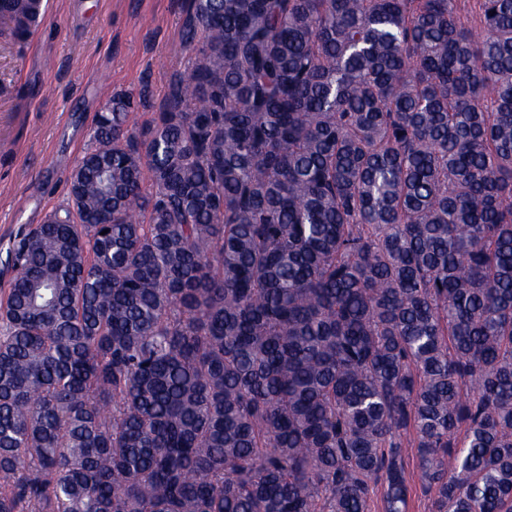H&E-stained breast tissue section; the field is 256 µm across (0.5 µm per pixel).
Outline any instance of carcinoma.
<instances>
[{"label":"carcinoma","instance_id":"cac0c4a2","mask_svg":"<svg viewBox=\"0 0 512 512\" xmlns=\"http://www.w3.org/2000/svg\"><path fill=\"white\" fill-rule=\"evenodd\" d=\"M0 306V512H512V0H189ZM404 464L408 484L406 512H428L429 494L425 492L419 478L418 460L414 451L404 455Z\"/></svg>","mask_w":512,"mask_h":512}]
</instances>
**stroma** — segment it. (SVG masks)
I'll return each mask as SVG.
<instances>
[{
  "label": "stroma",
  "instance_id": "stroma-1",
  "mask_svg": "<svg viewBox=\"0 0 512 512\" xmlns=\"http://www.w3.org/2000/svg\"><path fill=\"white\" fill-rule=\"evenodd\" d=\"M188 0H50L27 43L0 21V303L20 234L70 202V174L92 145L97 112L113 95L148 96L158 111L191 63L180 27Z\"/></svg>",
  "mask_w": 512,
  "mask_h": 512
}]
</instances>
